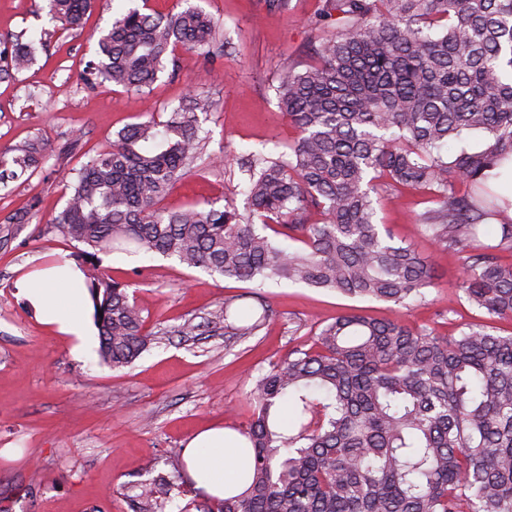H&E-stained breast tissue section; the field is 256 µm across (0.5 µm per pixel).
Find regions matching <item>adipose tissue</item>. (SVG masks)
Returning <instances> with one entry per match:
<instances>
[{"label": "adipose tissue", "instance_id": "ef3b65f1", "mask_svg": "<svg viewBox=\"0 0 512 512\" xmlns=\"http://www.w3.org/2000/svg\"><path fill=\"white\" fill-rule=\"evenodd\" d=\"M19 293L36 310L44 324L59 332L84 338L90 328L84 277L73 264L64 262L22 276ZM188 473L196 488L221 499L242 492L240 481L247 463L245 440L224 427H210L196 434L185 450Z\"/></svg>", "mask_w": 512, "mask_h": 512}]
</instances>
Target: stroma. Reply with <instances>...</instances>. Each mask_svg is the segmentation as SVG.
Here are the masks:
<instances>
[{
  "mask_svg": "<svg viewBox=\"0 0 512 512\" xmlns=\"http://www.w3.org/2000/svg\"><path fill=\"white\" fill-rule=\"evenodd\" d=\"M315 0H288L267 11L265 0H96L79 30L55 26L48 0H0V41H34L36 62L0 77V147L41 139L48 157L32 174L0 191V512H131L152 459L160 471L183 457L201 430L246 424L250 374L287 355L288 330L301 324V339L355 307L376 319L426 324L440 335L482 321L458 288L464 254L437 249L424 235L423 195L381 198L384 224L437 271L428 303L399 310L374 300L352 299L305 286H270L277 313L266 333L226 346L223 325L208 323L224 297L250 284L224 279L159 256H105L111 276L142 267L135 296L146 327L163 331L159 344L131 366L115 369L99 359L97 334L76 342L37 321L14 286L22 273L71 259L73 243L52 226L67 194L65 177L87 155L111 150L117 131L153 114L167 120L187 95L210 97L201 120L209 151L227 148L220 167L199 166L162 202L178 209L234 200L244 206L243 178L233 159L246 151H287L296 137L277 106V78L313 60L317 34L307 20ZM141 5L168 13L199 8L219 21L214 62L176 50L146 99L112 84L90 87L82 77L97 39L119 13ZM195 319L194 336L171 335Z\"/></svg>",
  "mask_w": 512,
  "mask_h": 512,
  "instance_id": "35a3bbf8",
  "label": "stroma"
}]
</instances>
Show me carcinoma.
I'll return each instance as SVG.
<instances>
[{
	"label": "carcinoma",
	"mask_w": 512,
	"mask_h": 512,
	"mask_svg": "<svg viewBox=\"0 0 512 512\" xmlns=\"http://www.w3.org/2000/svg\"><path fill=\"white\" fill-rule=\"evenodd\" d=\"M315 62L275 88L298 131L288 157L242 156L248 211L234 202L168 210L160 202L201 159L192 94L169 118L131 124L112 151L73 170L55 229L75 256L99 330V357L114 369L151 348L129 289L102 256L158 254L187 269L251 282L210 313L244 341L267 328L270 284L335 291L403 309L426 302L437 274L379 222L373 196L409 191L435 207L421 217L448 251L471 249L460 284L485 318L441 336L423 324L351 309L252 377L254 414L247 487L182 512H512V0H318ZM92 0H48L49 15L78 29ZM217 22L201 9L162 15L129 8L85 66L87 80L143 98L177 48L210 52ZM36 49L12 44L0 74L26 68ZM43 146L0 150V190L35 171ZM324 216L322 222L312 216ZM499 222L485 241L480 228ZM292 410L284 425L278 412ZM138 483L135 512H164L184 492L185 464Z\"/></svg>",
	"instance_id": "carcinoma-1"
}]
</instances>
